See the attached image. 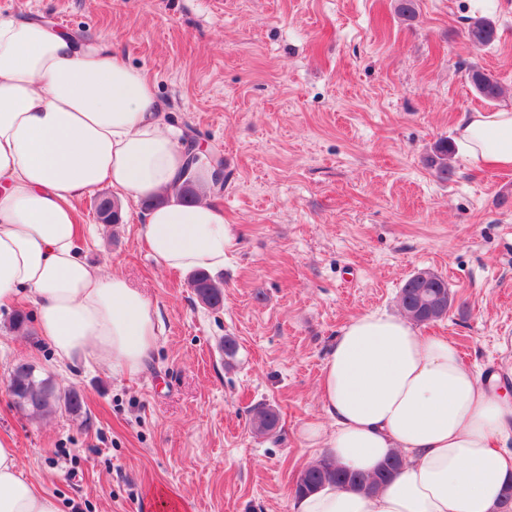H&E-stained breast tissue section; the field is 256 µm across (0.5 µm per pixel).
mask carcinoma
I'll list each match as a JSON object with an SVG mask.
<instances>
[{
    "instance_id": "carcinoma-1",
    "label": "carcinoma",
    "mask_w": 512,
    "mask_h": 512,
    "mask_svg": "<svg viewBox=\"0 0 512 512\" xmlns=\"http://www.w3.org/2000/svg\"><path fill=\"white\" fill-rule=\"evenodd\" d=\"M466 40L474 48L492 45L497 40V28L484 17L474 18L465 31ZM469 79L474 89L486 100L499 98L503 89L500 83L484 69L473 66L469 69ZM187 166L184 180L171 188V193L179 199L199 200L198 187L191 179L190 171L198 163L194 147L185 143ZM454 148L448 140L437 142L424 162L433 170L434 175L446 181L454 174L450 160ZM190 288L196 298L210 308H218L224 300V282L205 270H198L190 276ZM399 304L405 316L416 324H428L444 318L453 306V296L448 281L438 272L425 269L410 276L400 290ZM9 395L22 410L33 415H43L62 406L68 412L78 415L85 405V396L76 387H70L60 394L50 378L35 373V367L29 363H19L12 369L6 384ZM279 422L277 412L267 406L255 410L252 419L253 431L258 435L273 432ZM403 462L394 454L377 470L371 473L347 470L339 466L328 456H322L315 463L302 469L295 481V496L308 495L327 483L353 492L362 491L367 495L376 493L389 481L395 479L402 470Z\"/></svg>"
}]
</instances>
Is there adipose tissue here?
<instances>
[{"label": "adipose tissue", "instance_id": "ef3b65f1", "mask_svg": "<svg viewBox=\"0 0 512 512\" xmlns=\"http://www.w3.org/2000/svg\"><path fill=\"white\" fill-rule=\"evenodd\" d=\"M152 80L111 41L0 14V306L24 297L59 362L141 370L159 334L150 300L89 263L73 203L101 185L146 199L185 166ZM471 167L512 169V106L463 113L455 127ZM169 270L218 271L236 250L224 213L169 200L143 228ZM323 421L305 434L344 467L371 471L388 455L401 475L366 496L325 485L291 512H497L512 475V393L485 387L448 340L369 311L330 345L320 381ZM0 512H61L0 442Z\"/></svg>", "mask_w": 512, "mask_h": 512}]
</instances>
